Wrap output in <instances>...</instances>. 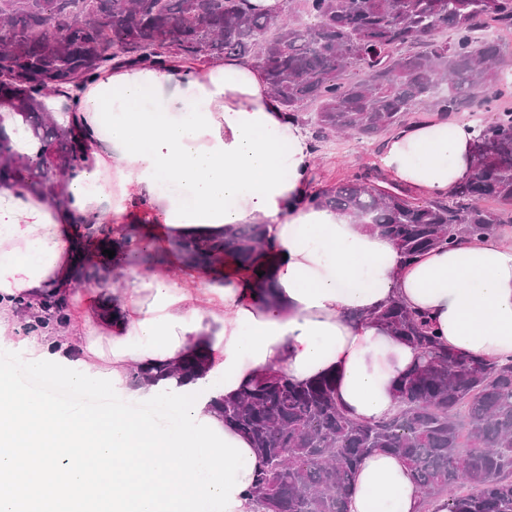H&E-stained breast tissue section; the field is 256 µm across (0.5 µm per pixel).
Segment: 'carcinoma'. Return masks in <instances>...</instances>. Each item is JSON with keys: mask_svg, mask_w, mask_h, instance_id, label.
Listing matches in <instances>:
<instances>
[{"mask_svg": "<svg viewBox=\"0 0 512 512\" xmlns=\"http://www.w3.org/2000/svg\"><path fill=\"white\" fill-rule=\"evenodd\" d=\"M247 0H0V100L9 99L40 143L20 155L0 131V184L15 180L58 200L87 161L83 141L37 108L40 97L91 78L104 65L177 56L203 64L228 56L256 60L288 111L312 124L314 143L335 134L374 138L421 109L480 111L502 95L512 51L490 28L512 31V0H285L286 17L249 12ZM304 15L307 22L295 21ZM446 30L452 38L441 40ZM318 104L314 116L307 108ZM473 178L442 198H414L367 168L345 183L318 187L312 201L353 216L388 237L410 264L512 224V108L478 131ZM75 281L105 280L113 249L127 264L162 257L134 230L77 224ZM188 266L241 264L266 299L272 246L259 224L174 242ZM263 275H258V272ZM370 319L415 347L420 360L396 382L397 412L372 422L336 400V377L299 385L263 375L234 398L213 400L224 424L262 456L249 490L262 512H347L362 460L401 455L425 497L448 512H512V364L475 359L441 344L430 322L392 299ZM69 322L67 304L49 298L25 324L28 334ZM193 347L175 366L130 368L139 387L203 375Z\"/></svg>", "mask_w": 512, "mask_h": 512, "instance_id": "obj_1", "label": "carcinoma"}]
</instances>
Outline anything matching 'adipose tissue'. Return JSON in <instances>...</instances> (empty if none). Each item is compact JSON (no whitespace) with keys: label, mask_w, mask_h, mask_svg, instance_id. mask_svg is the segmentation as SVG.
Wrapping results in <instances>:
<instances>
[{"label":"adipose tissue","mask_w":512,"mask_h":512,"mask_svg":"<svg viewBox=\"0 0 512 512\" xmlns=\"http://www.w3.org/2000/svg\"><path fill=\"white\" fill-rule=\"evenodd\" d=\"M43 111L83 138L88 163L53 202L15 182L0 184V331L14 304L66 297L73 286L72 229L84 221L134 224L148 235L209 236L262 225L272 244L275 301L245 273L183 269L180 277L120 268L116 315L104 288L81 296L84 333L74 339L91 371L120 376L133 364L176 363L192 346L216 372L242 314L286 326L323 322L343 336L321 372L336 375V399L354 419L373 422L397 408L395 382L418 351L369 321L390 299L426 314L449 349L512 362V245L492 233L403 265L385 236L313 204L315 154L303 123L271 91L261 65L228 57L199 66L177 58L100 69L91 79L43 98ZM473 124L445 114L410 123L386 140L380 163L394 182L424 197L450 195L474 173ZM297 330L269 344L263 362L244 358L227 395L260 374L307 382L295 360L306 349ZM348 512H421L406 460L367 456L347 496Z\"/></svg>","instance_id":"adipose-tissue-1"}]
</instances>
